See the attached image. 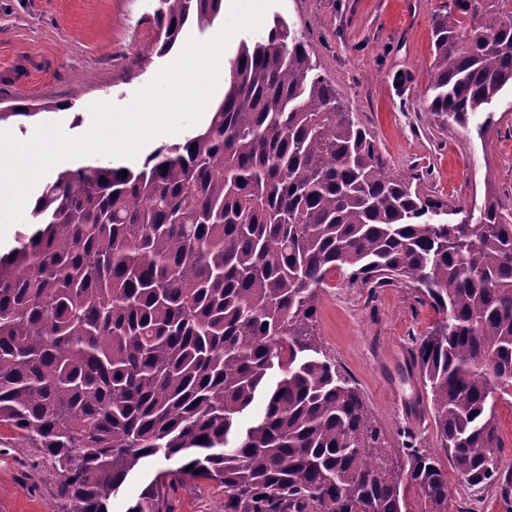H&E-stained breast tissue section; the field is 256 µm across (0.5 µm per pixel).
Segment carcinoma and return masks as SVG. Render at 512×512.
Here are the masks:
<instances>
[{
  "mask_svg": "<svg viewBox=\"0 0 512 512\" xmlns=\"http://www.w3.org/2000/svg\"><path fill=\"white\" fill-rule=\"evenodd\" d=\"M223 0H159L165 56ZM428 110L462 127L512 88V0L435 10ZM19 100L0 121L60 109ZM127 171L122 176L121 171ZM386 171L376 141L283 20L242 42L206 127L137 168L59 172L0 255V426L39 448L66 512H109L142 461L224 486V512H449L448 470L387 446L317 341L319 293L405 283L439 315L415 340L448 464L501 480L498 402L512 398V209L475 222ZM265 395L262 415L239 419ZM164 470L127 512H164Z\"/></svg>",
  "mask_w": 512,
  "mask_h": 512,
  "instance_id": "cac0c4a2",
  "label": "carcinoma"
}]
</instances>
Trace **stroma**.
Returning <instances> with one entry per match:
<instances>
[{
    "mask_svg": "<svg viewBox=\"0 0 512 512\" xmlns=\"http://www.w3.org/2000/svg\"><path fill=\"white\" fill-rule=\"evenodd\" d=\"M440 0H281L276 17L306 34L320 73L375 138L389 173L416 177L424 194L473 210L486 194L512 209V90L495 104L493 123L468 126L429 112L431 17ZM157 0H0V101L23 97L55 109L0 122L29 139L42 123L85 133L95 101L128 104L166 65L146 57L155 41ZM411 289L374 290L331 273L320 294L318 340L355 381L377 423L397 446L400 432L429 448L439 437L419 376L405 364L412 341L436 321ZM450 512H512V490L472 489L448 474ZM165 512H224V489L207 479L173 481ZM0 512H62L48 458L0 427Z\"/></svg>",
    "mask_w": 512,
    "mask_h": 512,
    "instance_id": "obj_1",
    "label": "stroma"
}]
</instances>
